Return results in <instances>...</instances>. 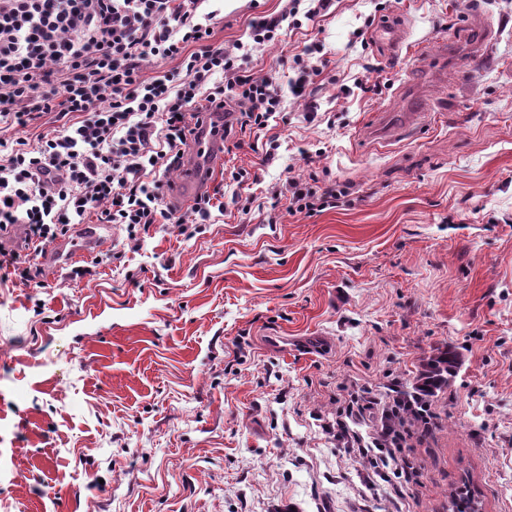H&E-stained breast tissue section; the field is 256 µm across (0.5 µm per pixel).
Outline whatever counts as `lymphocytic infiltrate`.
I'll use <instances>...</instances> for the list:
<instances>
[{"label": "lymphocytic infiltrate", "mask_w": 512, "mask_h": 512, "mask_svg": "<svg viewBox=\"0 0 512 512\" xmlns=\"http://www.w3.org/2000/svg\"><path fill=\"white\" fill-rule=\"evenodd\" d=\"M200 4L0 0V124L22 130L46 112L64 120L35 149L23 138L0 137V269L41 285L34 254L91 216L125 225L134 242L155 224L213 222V195L200 193L179 210L164 195L167 176L182 166L208 113L227 112L212 133L240 149L247 132L267 128L282 100L273 78L240 66L244 43L232 50L212 43V16L200 13ZM174 59L182 77L164 69ZM149 62L157 73L147 78ZM284 191L291 211L308 214L347 195L346 188L292 176ZM17 225L25 229L22 251L4 243ZM434 415L433 394L394 390L381 399L362 385L337 400L327 429L385 467L405 446V424L426 427Z\"/></svg>", "instance_id": "obj_1"}]
</instances>
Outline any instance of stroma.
I'll return each mask as SVG.
<instances>
[{"mask_svg": "<svg viewBox=\"0 0 512 512\" xmlns=\"http://www.w3.org/2000/svg\"><path fill=\"white\" fill-rule=\"evenodd\" d=\"M468 3L333 0L283 29L244 63L279 84L259 134L275 157L217 155L216 223L138 243L104 224L89 248L73 228L62 268L35 255L43 286L0 283V512H452L454 487L512 512V0ZM289 6L199 11L228 48ZM314 41L298 99L289 66ZM416 94L413 139L369 134ZM289 174L349 195L290 213L273 196ZM448 346L462 363L437 425L403 451L418 479L367 482L326 428L339 384L387 393Z\"/></svg>", "mask_w": 512, "mask_h": 512, "instance_id": "1", "label": "stroma"}]
</instances>
